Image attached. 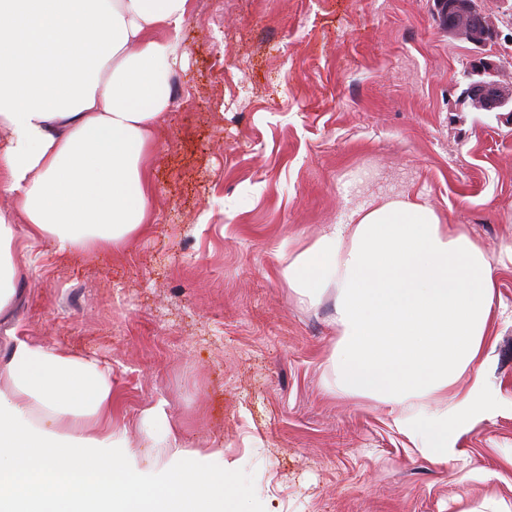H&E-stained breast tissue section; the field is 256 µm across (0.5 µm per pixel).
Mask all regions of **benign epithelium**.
<instances>
[{
	"instance_id": "benign-epithelium-1",
	"label": "benign epithelium",
	"mask_w": 512,
	"mask_h": 512,
	"mask_svg": "<svg viewBox=\"0 0 512 512\" xmlns=\"http://www.w3.org/2000/svg\"><path fill=\"white\" fill-rule=\"evenodd\" d=\"M435 8L452 36L477 49L467 71V91L476 110L511 113L512 96L506 90L504 67L483 53L499 33L490 24L480 0H435Z\"/></svg>"
}]
</instances>
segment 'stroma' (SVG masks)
I'll list each match as a JSON object with an SVG mask.
<instances>
[{
  "label": "stroma",
  "instance_id": "1",
  "mask_svg": "<svg viewBox=\"0 0 512 512\" xmlns=\"http://www.w3.org/2000/svg\"><path fill=\"white\" fill-rule=\"evenodd\" d=\"M178 41L147 229L119 252L35 247L0 359L26 336L103 360L112 423L141 460L167 425L179 447L223 449L226 512L512 507V118L461 105L474 47L433 0H191ZM397 196L430 202L498 265L489 406L453 423L461 457L445 464L342 389L333 293L300 303L280 274Z\"/></svg>",
  "mask_w": 512,
  "mask_h": 512
}]
</instances>
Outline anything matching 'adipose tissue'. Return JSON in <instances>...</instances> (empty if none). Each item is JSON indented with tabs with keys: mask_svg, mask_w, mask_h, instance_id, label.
Instances as JSON below:
<instances>
[{
	"mask_svg": "<svg viewBox=\"0 0 512 512\" xmlns=\"http://www.w3.org/2000/svg\"><path fill=\"white\" fill-rule=\"evenodd\" d=\"M191 0H0V311L48 241L64 254L115 250L146 222V175L171 105L175 32ZM282 276L300 301L336 296L337 371L455 459L448 415L424 399L469 382L460 418L484 409L496 268L425 201L352 211ZM0 512H220L224 480L203 467L223 449L156 447L148 462L112 427V375L93 357L15 338L0 366Z\"/></svg>",
	"mask_w": 512,
	"mask_h": 512,
	"instance_id": "obj_1",
	"label": "adipose tissue"
}]
</instances>
